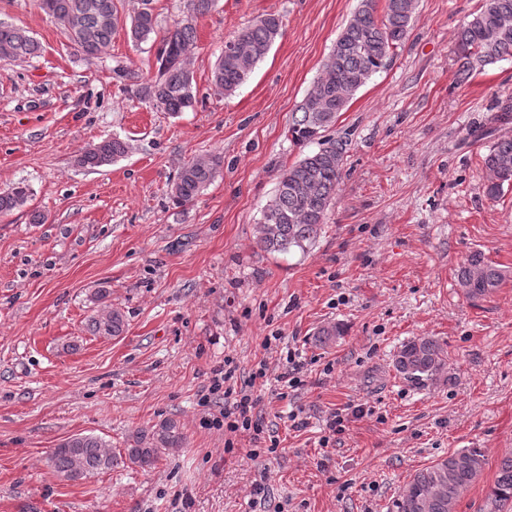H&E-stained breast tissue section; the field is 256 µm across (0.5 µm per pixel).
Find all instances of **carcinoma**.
Instances as JSON below:
<instances>
[{
	"label": "carcinoma",
	"mask_w": 512,
	"mask_h": 512,
	"mask_svg": "<svg viewBox=\"0 0 512 512\" xmlns=\"http://www.w3.org/2000/svg\"><path fill=\"white\" fill-rule=\"evenodd\" d=\"M216 0H185L188 19L167 29L159 40L155 78L137 84L135 96L162 112L176 115L196 103L195 80L189 58L196 47L192 20L211 12ZM40 8L63 28L74 49L95 57L125 28L135 43L156 34L157 22L148 10L126 19L116 0H39ZM417 0H384L377 14V0H360V6L342 29L322 72L308 91L288 128L296 144L313 143L319 149L304 156L282 175L276 191L262 210L257 225V244L265 251L286 253L305 249L318 235L340 184L345 144L325 137L355 94L386 65L391 53L405 39L414 21ZM281 35L279 18L272 14L255 18L234 38L224 43L211 75L216 93L230 96L244 84ZM41 46L24 29L0 24V59L25 61L39 56ZM457 83L470 81L476 72L512 59V0H485L482 8L459 28L454 44ZM128 152L118 136L106 137L85 149L77 158L83 168L110 165ZM488 173L485 194L498 198L512 187V138L494 143L483 156ZM223 158L209 154L188 161L172 183L170 192L179 204L195 201L221 174ZM31 196L27 184L18 182L0 192V214L24 206ZM458 285L466 299L491 296L501 287L505 273L471 253L460 265ZM110 292L98 289L93 301L99 307L87 322L94 336L118 337L125 331L123 313L108 302ZM444 349L437 340L422 337L403 343L394 366L398 373L417 380L431 379L446 368ZM185 436L180 423L165 418L148 431L132 436L130 447L116 453L98 437L76 435L52 449L47 462L61 478L75 481L122 466L143 471L154 468L166 454L182 447ZM486 465L478 448H463L416 473L394 504L395 512H455L457 502L482 475ZM491 512H512V455L501 460L488 496Z\"/></svg>",
	"instance_id": "obj_1"
}]
</instances>
